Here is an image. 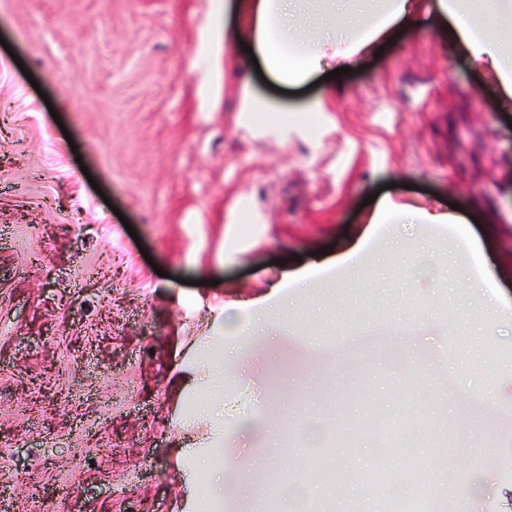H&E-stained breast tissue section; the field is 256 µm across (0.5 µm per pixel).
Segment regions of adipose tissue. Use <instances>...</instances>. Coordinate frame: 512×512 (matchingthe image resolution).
Listing matches in <instances>:
<instances>
[{"instance_id": "ef3b65f1", "label": "adipose tissue", "mask_w": 512, "mask_h": 512, "mask_svg": "<svg viewBox=\"0 0 512 512\" xmlns=\"http://www.w3.org/2000/svg\"><path fill=\"white\" fill-rule=\"evenodd\" d=\"M312 0H229L213 11V24L224 27L223 38L234 51L252 47L283 83L302 82L332 62H344L383 38L397 22L416 14V0H383L382 13L372 26L359 28L346 0H329L318 14ZM481 0H436L440 21L448 34L475 63L490 69L505 99H512V59L503 51L480 13ZM231 23H222V15Z\"/></svg>"}]
</instances>
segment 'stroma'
<instances>
[{
    "instance_id": "35a3bbf8",
    "label": "stroma",
    "mask_w": 512,
    "mask_h": 512,
    "mask_svg": "<svg viewBox=\"0 0 512 512\" xmlns=\"http://www.w3.org/2000/svg\"><path fill=\"white\" fill-rule=\"evenodd\" d=\"M212 0H0V491L8 512H258L329 496L356 512L343 468L377 463L404 431H452L427 449L426 512H497L512 482V108L428 17L358 56L349 74L270 88L228 64L208 103ZM277 120H242L244 91ZM448 210L380 226L356 272L295 294L291 273L354 245L363 202ZM272 280L280 304L235 310ZM367 302L378 319L345 334ZM223 340L192 353L209 308ZM224 362L228 493L198 456L207 429L179 416L191 356ZM367 377L366 394L355 385ZM496 409L481 414L485 398ZM383 437L338 442L367 406ZM492 477L479 481L472 447Z\"/></svg>"
}]
</instances>
